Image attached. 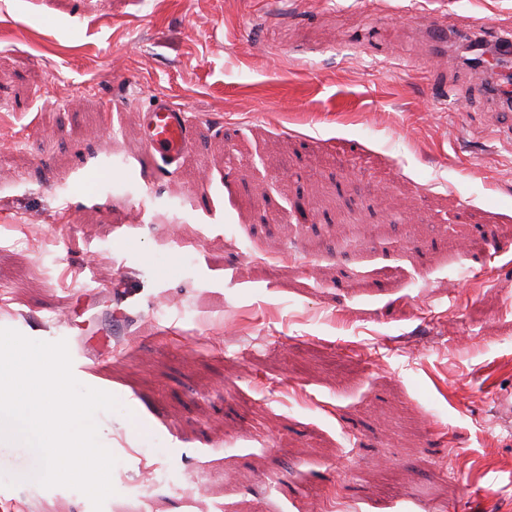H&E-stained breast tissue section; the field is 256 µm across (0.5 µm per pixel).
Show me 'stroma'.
Instances as JSON below:
<instances>
[{"label": "stroma", "mask_w": 512, "mask_h": 512, "mask_svg": "<svg viewBox=\"0 0 512 512\" xmlns=\"http://www.w3.org/2000/svg\"><path fill=\"white\" fill-rule=\"evenodd\" d=\"M507 37L512 0H0V328L118 398L102 512H512V143L462 47ZM36 467L0 444V502L93 512ZM185 109L158 106L145 116L144 140L147 146L174 159L190 142L192 131Z\"/></svg>", "instance_id": "1"}]
</instances>
